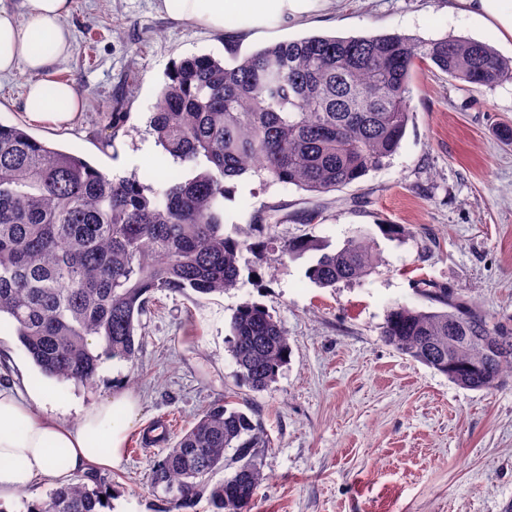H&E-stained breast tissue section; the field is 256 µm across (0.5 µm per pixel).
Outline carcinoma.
Instances as JSON below:
<instances>
[{
	"label": "carcinoma",
	"instance_id": "carcinoma-1",
	"mask_svg": "<svg viewBox=\"0 0 512 512\" xmlns=\"http://www.w3.org/2000/svg\"><path fill=\"white\" fill-rule=\"evenodd\" d=\"M422 62L477 88L512 81V59L448 35H312L230 66L187 57L167 74L149 117L156 143L184 172L156 188L0 122V319L41 373L84 386L108 360L135 364L155 294L236 288L252 277L246 252L269 266L317 252L306 275L320 288L370 275L378 257L367 234L331 252L312 238L241 239L224 232V200L250 171L325 194L382 166L406 134ZM415 292L429 305L391 308L385 344L462 389L512 377L511 322L492 320L445 284L420 282ZM230 332L240 382L267 390L290 356L280 321L245 301ZM265 448L260 422L227 401L212 405L158 456L149 483L177 509L204 496L210 512H251L266 480ZM219 471L224 479L212 482ZM104 495L72 481L26 512H100Z\"/></svg>",
	"mask_w": 512,
	"mask_h": 512
}]
</instances>
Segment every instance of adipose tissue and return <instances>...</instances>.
<instances>
[{
	"mask_svg": "<svg viewBox=\"0 0 512 512\" xmlns=\"http://www.w3.org/2000/svg\"><path fill=\"white\" fill-rule=\"evenodd\" d=\"M459 2L465 13L489 21L502 37L512 38V0ZM162 4L174 18L220 31L228 12L248 21L282 10L299 17L318 10L321 0H162ZM71 9L72 0H21L17 5L0 0V76L30 74L24 110L37 122L69 123L83 104L71 84L43 77L72 52L66 25ZM43 40L51 44V52L39 49ZM60 406L59 400L37 390L25 399L15 390H0V500L77 470L120 462L126 434L138 418L131 396L121 393L93 403L74 425L48 416V408Z\"/></svg>",
	"mask_w": 512,
	"mask_h": 512,
	"instance_id": "ef3b65f1",
	"label": "adipose tissue"
}]
</instances>
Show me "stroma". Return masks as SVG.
Here are the masks:
<instances>
[{
    "instance_id": "obj_1",
    "label": "stroma",
    "mask_w": 512,
    "mask_h": 512,
    "mask_svg": "<svg viewBox=\"0 0 512 512\" xmlns=\"http://www.w3.org/2000/svg\"><path fill=\"white\" fill-rule=\"evenodd\" d=\"M455 0H326L301 21L279 14L251 26L239 15L223 31L169 16L161 0H72L69 58L49 77L86 99L69 126L28 121L27 75L0 79V122L18 124L48 146L79 152L108 175L136 174L157 185L164 170L146 121L170 68L210 54L232 64L273 42L312 34L342 37L444 35L492 45L512 57L482 20ZM413 116L399 150L357 183L319 196L249 173L224 202L225 232L271 225L278 241L315 237L338 248L358 232L378 264L366 278L321 288L306 276L313 254L259 267V281L224 294L163 292L143 318L137 368L105 362L96 383L53 382L77 410L127 393L141 407L122 461L97 468L112 512H171L147 476L161 445L143 440L156 424L169 434L191 427L210 405L249 404L269 445L267 477L251 512H505L512 504V379L466 390L386 345L380 336L395 305L423 306L422 278L457 289L486 314L512 317V81L480 90L419 66ZM130 118L100 148L101 116ZM398 225L387 235L383 225ZM281 322L291 353L272 386L251 392L236 377L229 322L245 301ZM39 370L13 331L0 330V386L37 385Z\"/></svg>"
}]
</instances>
